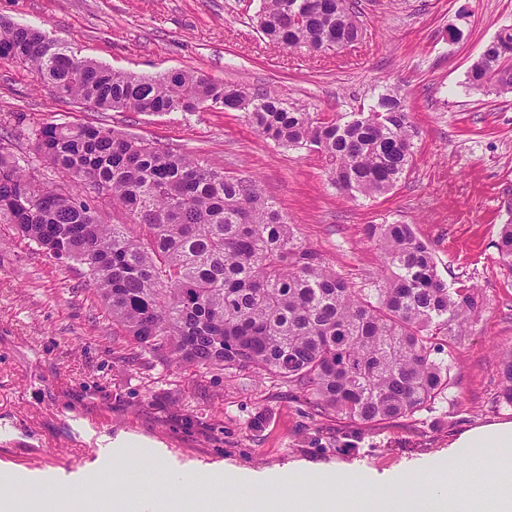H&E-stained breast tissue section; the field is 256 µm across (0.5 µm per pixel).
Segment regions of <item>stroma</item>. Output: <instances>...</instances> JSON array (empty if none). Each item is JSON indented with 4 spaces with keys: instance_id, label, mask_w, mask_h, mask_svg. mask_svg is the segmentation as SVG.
Returning a JSON list of instances; mask_svg holds the SVG:
<instances>
[{
    "instance_id": "35a3bbf8",
    "label": "stroma",
    "mask_w": 512,
    "mask_h": 512,
    "mask_svg": "<svg viewBox=\"0 0 512 512\" xmlns=\"http://www.w3.org/2000/svg\"><path fill=\"white\" fill-rule=\"evenodd\" d=\"M258 0H0V17L80 54L144 75L193 70L270 91L312 112L343 114L398 87L416 136L408 175L390 192L350 197L324 160L261 138L245 113L103 111L57 98L21 64L0 59V146L49 185L71 180L34 150L36 129L107 126L231 176L256 175L266 195L353 288H374L382 255L370 224H410L448 283L476 286L483 308L458 339L453 387L413 416L364 428L320 413L287 383L252 370L164 365L122 336L72 265L0 224V481L38 501L44 488L131 503L179 489L186 512L216 471L253 491L289 480L334 492L345 475L376 480L447 460L462 432L512 422L499 397L500 354L512 347V269L495 242L512 218V100L464 87L485 42L512 24V0H359L364 38L315 56L264 40Z\"/></svg>"
}]
</instances>
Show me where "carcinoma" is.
<instances>
[{"label": "carcinoma", "instance_id": "obj_1", "mask_svg": "<svg viewBox=\"0 0 512 512\" xmlns=\"http://www.w3.org/2000/svg\"><path fill=\"white\" fill-rule=\"evenodd\" d=\"M255 21L273 43L324 54L364 33L357 0H260ZM44 42L41 31L0 20V58L28 65L60 98L112 111L244 112L260 135L323 156L333 185L349 196L387 193L412 167L415 132L396 87L366 112L329 116L191 71L114 70ZM465 87L512 97L511 25L484 45ZM34 149L95 195L47 187L0 151V224L52 258L84 266L112 324L156 358L253 368L359 425L413 415L453 386L432 339L441 334L451 344L465 335L483 300L476 288L439 276L412 225L367 227L385 270L369 293L303 246L252 176H227L103 126H45L34 132ZM101 199L121 205L133 223H103ZM496 248L512 269V220ZM498 374L512 404V348Z\"/></svg>", "mask_w": 512, "mask_h": 512}]
</instances>
